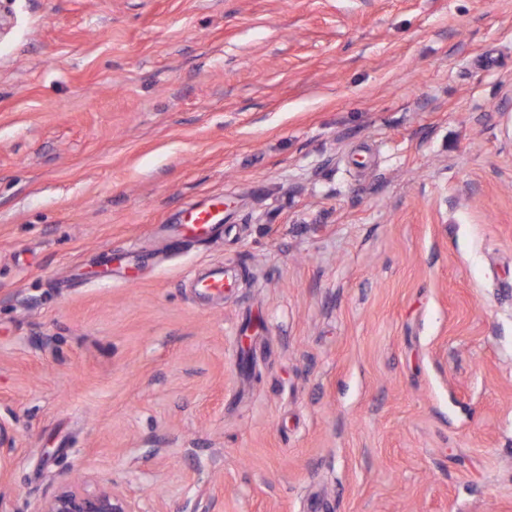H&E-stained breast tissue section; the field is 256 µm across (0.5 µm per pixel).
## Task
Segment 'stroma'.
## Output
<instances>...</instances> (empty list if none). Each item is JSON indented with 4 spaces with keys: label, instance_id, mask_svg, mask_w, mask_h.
<instances>
[{
    "label": "stroma",
    "instance_id": "obj_1",
    "mask_svg": "<svg viewBox=\"0 0 512 512\" xmlns=\"http://www.w3.org/2000/svg\"><path fill=\"white\" fill-rule=\"evenodd\" d=\"M0 2V512H512V0ZM218 205L190 212L186 218L187 223L180 224L179 232L198 238L210 237L224 219L216 214ZM224 278L223 268H210L197 280L196 288L206 294H223L224 288H229ZM34 512H142L137 499L112 487L87 491L71 483L43 500Z\"/></svg>",
    "mask_w": 512,
    "mask_h": 512
}]
</instances>
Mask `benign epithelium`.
<instances>
[{
  "mask_svg": "<svg viewBox=\"0 0 512 512\" xmlns=\"http://www.w3.org/2000/svg\"><path fill=\"white\" fill-rule=\"evenodd\" d=\"M14 436L0 421V480H4ZM34 512H142L137 499L110 487L87 491L70 483L43 500Z\"/></svg>",
  "mask_w": 512,
  "mask_h": 512,
  "instance_id": "7a95c632",
  "label": "benign epithelium"
}]
</instances>
